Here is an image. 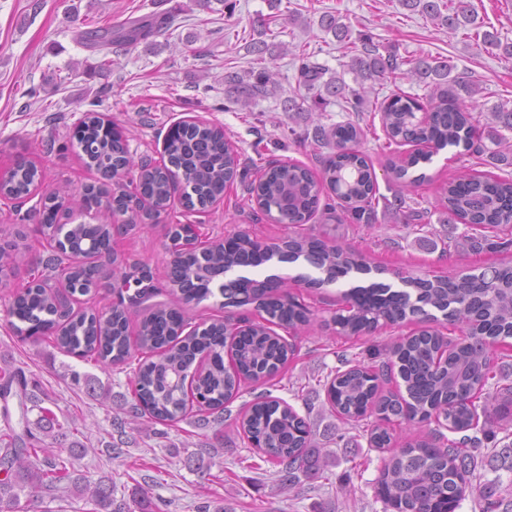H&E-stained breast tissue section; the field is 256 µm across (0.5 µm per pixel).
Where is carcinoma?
<instances>
[{
    "label": "carcinoma",
    "mask_w": 512,
    "mask_h": 512,
    "mask_svg": "<svg viewBox=\"0 0 512 512\" xmlns=\"http://www.w3.org/2000/svg\"><path fill=\"white\" fill-rule=\"evenodd\" d=\"M402 6L417 12L437 26L452 32L475 30L484 47L503 49L512 59V44L502 45L498 35L479 31L484 23L471 0H401ZM318 25L332 34L337 42L351 43L352 29L333 14L324 13ZM250 52L264 60V55L278 47L266 38L274 36L270 23L254 20ZM162 32V25L150 20H135L113 30L97 27L85 32L92 47L106 49L113 43L135 46ZM360 53L351 56L348 70L355 74V85L329 74L325 66L311 61L306 50L297 54L298 87L313 94L314 104L331 98L344 101L355 113L379 112L382 131L388 145H425L404 160H389L387 173L401 188L399 207L405 223L424 218L420 202L407 195L410 189L427 180L409 170L428 163L447 147H461L477 159L489 152L485 135L496 138L497 127L512 129V108L505 103L492 107L490 115L474 112L457 93L458 87L469 95L475 84L465 76L452 75L455 66L442 57H402L392 49H380L370 37L359 35ZM401 74L430 88L428 106L407 95L395 93L379 100L371 97L374 83ZM234 103L248 108L260 97L277 90L275 73L267 66L230 78ZM427 110L432 121L422 126L414 113ZM317 142L331 146L323 159L320 175L292 162L269 167L250 191L262 212L274 216L280 224H306L317 212L320 197L329 192L337 200L342 216L337 223L371 224L382 196L377 194L376 175L358 146L367 132L359 123L348 120L315 128ZM75 139L83 153L85 165L99 173H112L120 179L132 172L125 139L112 123L86 118ZM164 152L168 164L141 167L135 192L150 199L152 210H139L130 216V226L166 210L174 190L173 172L183 174L192 186L191 208L207 207L211 200L224 194L227 183L234 180L239 159L234 146L225 140L224 131L206 124L176 129L167 133ZM37 177L35 165L20 158L7 194L20 200L31 193ZM109 193V186H88L83 203L92 207ZM448 219L458 220L472 230L512 229V179H492L470 170L461 171L441 186ZM170 237L176 258L170 263V286L180 292L185 302H201L213 296V276L239 267H258L273 259L280 262H306L320 273L318 277L302 275L300 279L320 286L338 282L352 273L371 271L365 257L343 247L335 238H321L297 232L285 240L281 252L247 233L236 235L233 247L197 248L196 236L187 224L170 225ZM112 227L109 224H78L72 228L68 244L56 247L46 237L53 257L42 266L40 277L31 279L13 295L9 312L23 326L16 327L27 338L52 336L63 351L80 358H92L105 365H125L132 372V399L125 402L124 414L130 423L171 425L191 418L193 402L174 394L169 378L190 372L201 353L210 356L205 372L199 374L196 391L201 399L198 421L224 424V410L239 395L241 382L259 377H275L295 354V345L279 334H270L268 326L291 333L308 325V307L272 286V276L257 279L238 275L224 281V307L244 308L254 305L263 313L262 321L253 322L244 314L240 322L245 331L233 348L234 367L224 364V321L209 328L184 333L188 322L176 308L158 305L139 324L137 342L149 352L140 358L132 355L128 334V307L115 304L108 316L82 314L68 318L62 329L59 322L67 318L62 307L49 297L45 285L65 276L73 293L87 295L98 286V265L78 259L84 253L112 252ZM402 287L392 288L383 282L357 285L344 293L350 307L333 316L336 334L355 337L377 330L383 325H397L405 320L437 322L394 342L378 363L364 365L345 360V370H336L323 383L326 404L332 415L355 429L364 428L369 447L386 456L381 458L376 478V497L384 512H456L473 493V486L460 482L462 476L475 477L479 463L495 464L496 469L512 473V384L497 379L493 348L512 339V263H503L464 278L437 276L432 280L411 275L399 277ZM462 332L452 340L443 330ZM400 378L397 390H384L393 379ZM83 382L92 396L108 397L110 390L91 375L73 376ZM57 400L46 393L27 370L3 360L0 366V508L10 512H30L44 500L81 499L94 504L96 512H169L171 502L155 498L137 486L129 500H117L116 485L110 476L95 481L75 473L73 462L87 455L89 446L78 438L66 448L67 455L53 452L56 433L64 424L78 431L73 418L60 422L54 410L44 406ZM312 409L299 415L284 401L261 394L245 404L238 413L236 428L254 450L279 466L282 484L288 488L325 478L332 452L319 445L311 422ZM374 421L367 422V419ZM436 422L448 431L460 434L447 438L435 429L416 434L399 448H392L390 425L413 426ZM503 437H498V434ZM472 512H512V500L492 493L472 497Z\"/></svg>",
    "instance_id": "cac0c4a2"
}]
</instances>
